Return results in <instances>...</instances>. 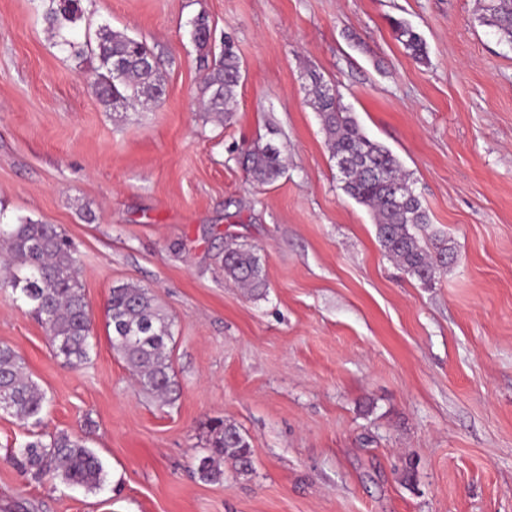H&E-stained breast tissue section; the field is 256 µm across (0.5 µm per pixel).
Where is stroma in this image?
Returning a JSON list of instances; mask_svg holds the SVG:
<instances>
[{
  "label": "stroma",
  "mask_w": 512,
  "mask_h": 512,
  "mask_svg": "<svg viewBox=\"0 0 512 512\" xmlns=\"http://www.w3.org/2000/svg\"><path fill=\"white\" fill-rule=\"evenodd\" d=\"M482 0H83L52 37L43 0H0V222L57 225L74 243L91 317L87 364L0 289V345L50 402L41 432L85 437L107 481L36 479L0 416V512H512V44ZM206 14L242 65L228 121L201 109L190 22ZM426 42L415 60L391 22ZM146 40L161 97L105 107L73 44L101 26ZM335 86L399 159L457 260L423 287L381 249L341 188L309 95ZM286 159L252 181L242 147ZM255 247L267 289L225 280L228 242ZM148 287L173 318L176 392L160 404L111 347L114 286ZM252 467L195 472L213 420Z\"/></svg>",
  "instance_id": "stroma-1"
}]
</instances>
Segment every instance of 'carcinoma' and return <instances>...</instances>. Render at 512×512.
I'll return each mask as SVG.
<instances>
[{
  "label": "carcinoma",
  "mask_w": 512,
  "mask_h": 512,
  "mask_svg": "<svg viewBox=\"0 0 512 512\" xmlns=\"http://www.w3.org/2000/svg\"><path fill=\"white\" fill-rule=\"evenodd\" d=\"M82 2L47 0L44 20L52 36L82 18ZM482 20L512 44V0H487ZM393 32L410 55L426 59V43L413 27L396 20ZM191 36L203 50L200 63L205 71L207 112L222 122L236 111L242 79L234 43L226 38L220 52L212 51L213 30L204 15L194 20ZM87 46L99 62L94 68V87L105 106L117 102L142 105L160 97L163 76L145 41L103 26ZM116 60L123 62L119 71L112 69ZM310 81L311 102L321 117L342 189L372 212L384 252L421 284L433 286L454 262V248L447 239L426 233L428 212L391 151L363 132L338 94L328 91V84L319 75L310 74ZM242 163L261 184L275 182L284 170L281 150L269 140L255 141L243 152ZM0 246L8 254L0 285L10 287L27 301L51 336L56 357L71 365L88 362L91 321L71 240L58 226L29 219L0 224ZM223 263L224 276L234 283L252 291L266 287L261 257L253 247L226 245ZM107 317L112 348L136 374L141 389L161 399L169 396L174 382L167 347L173 339V321L150 289L135 283L113 287ZM48 404L46 391L26 372L23 359L11 347L1 345L0 414L36 427L41 425ZM13 458L37 478L49 476L87 492L102 489L106 482L101 458L84 440L65 431L32 434L15 447ZM225 462L248 472L251 447L237 425L222 421L211 430L208 448L197 459L196 472L202 480L218 481L224 478L221 464Z\"/></svg>",
  "instance_id": "cac0c4a2"
}]
</instances>
